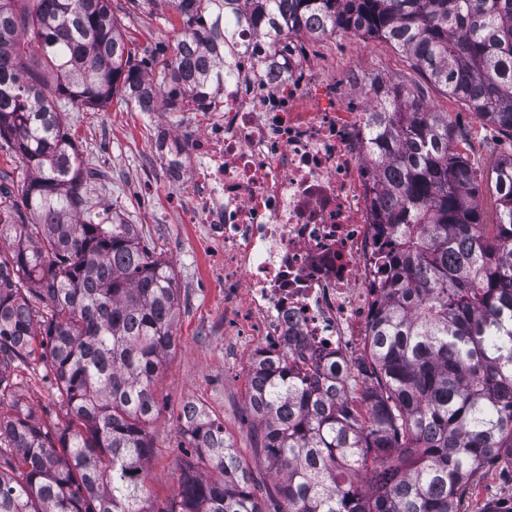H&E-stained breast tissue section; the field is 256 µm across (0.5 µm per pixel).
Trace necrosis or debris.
<instances>
[{"label":"necrosis or debris","mask_w":512,"mask_h":512,"mask_svg":"<svg viewBox=\"0 0 512 512\" xmlns=\"http://www.w3.org/2000/svg\"><path fill=\"white\" fill-rule=\"evenodd\" d=\"M235 70L213 99L176 118L155 157L182 223L224 284V333L255 354L295 352L344 374L380 302L374 256L396 241L375 224L363 162L365 116L347 102L358 73L336 82L301 52L272 55L246 27Z\"/></svg>","instance_id":"4bbe7bcc"}]
</instances>
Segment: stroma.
Instances as JSON below:
<instances>
[{"mask_svg": "<svg viewBox=\"0 0 512 512\" xmlns=\"http://www.w3.org/2000/svg\"><path fill=\"white\" fill-rule=\"evenodd\" d=\"M112 11L122 37L138 56L147 58L150 68L159 70L171 61L181 28L171 0H112ZM306 48L313 62L339 76L353 66L367 76L423 82L409 60L382 39L339 35L307 42ZM425 94L430 110L448 113L458 125L462 135L457 148L481 173L490 171L496 157L512 153L511 140L456 100L431 87ZM168 122L166 105L146 114L117 100L103 109L76 108L69 114L71 141L82 162L80 195L91 210L107 209L137 225L174 270L180 292L176 348L160 373L158 414L149 427L153 450L147 484L159 503L176 491L179 417L186 403L195 402L223 420L226 437L256 487L265 492L273 488L274 477L261 460V433L246 409L250 354L224 334V285L211 279L207 258L195 249V225L178 222L172 207L174 189L161 177L150 153L154 128ZM7 372L20 408L64 422L49 358L18 360Z\"/></svg>", "mask_w": 512, "mask_h": 512, "instance_id": "1", "label": "stroma"}]
</instances>
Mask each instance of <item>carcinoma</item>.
I'll use <instances>...</instances> for the list:
<instances>
[{"label":"carcinoma","instance_id":"carcinoma-1","mask_svg":"<svg viewBox=\"0 0 512 512\" xmlns=\"http://www.w3.org/2000/svg\"><path fill=\"white\" fill-rule=\"evenodd\" d=\"M182 31L154 75L120 37L111 0H0V142L31 165L23 207L0 184V409L5 368L49 350L59 427L0 412V512H462L483 469L512 482V154L481 175L421 89L371 76L364 163L374 223L402 236L377 257L384 290L368 354L323 387L294 356L255 360L248 407L276 477L258 496L224 422L178 425L181 483L151 501L155 383L176 347L170 265L133 224L79 194L67 101L119 97L153 112L203 100L231 75L235 27L289 50L349 32L400 49L428 85L512 141V0H174ZM45 310L36 309L35 302Z\"/></svg>","mask_w":512,"mask_h":512}]
</instances>
